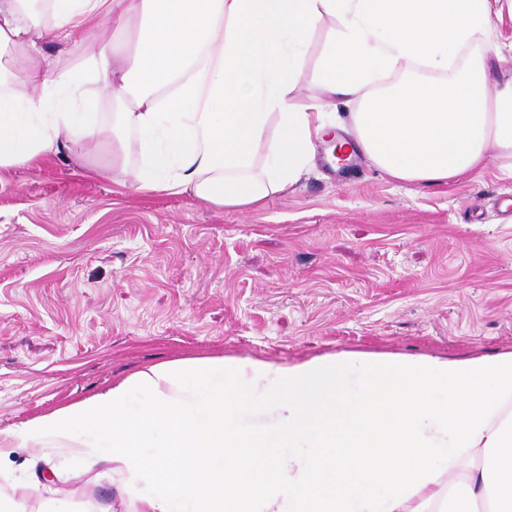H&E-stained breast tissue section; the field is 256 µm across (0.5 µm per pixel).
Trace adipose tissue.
Returning a JSON list of instances; mask_svg holds the SVG:
<instances>
[{
  "mask_svg": "<svg viewBox=\"0 0 512 512\" xmlns=\"http://www.w3.org/2000/svg\"><path fill=\"white\" fill-rule=\"evenodd\" d=\"M25 2L0 0V171L89 140L136 189L258 209L311 167L331 97L356 104L355 148L392 179L445 183L492 152L512 178L490 0H46L38 30ZM95 20L114 38L77 66L34 61L37 38ZM327 20L326 96L295 106ZM102 90L126 101L108 124ZM60 440L118 464L144 512H512V348L179 359L0 430L35 456Z\"/></svg>",
  "mask_w": 512,
  "mask_h": 512,
  "instance_id": "adipose-tissue-1",
  "label": "adipose tissue"
}]
</instances>
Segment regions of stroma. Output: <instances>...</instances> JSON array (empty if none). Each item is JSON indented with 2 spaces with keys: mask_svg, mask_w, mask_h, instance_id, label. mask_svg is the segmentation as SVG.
Masks as SVG:
<instances>
[{
  "mask_svg": "<svg viewBox=\"0 0 512 512\" xmlns=\"http://www.w3.org/2000/svg\"><path fill=\"white\" fill-rule=\"evenodd\" d=\"M315 32L294 105L321 97ZM102 27L43 55L80 61ZM491 77L512 78V0L491 34ZM264 207L205 205L106 177L81 141L0 179V429L88 398L153 364L225 356L290 364L343 352L466 356L512 347V179L501 161L444 184L393 180L364 157L321 159ZM139 512L62 455L0 460L11 512Z\"/></svg>",
  "mask_w": 512,
  "mask_h": 512,
  "instance_id": "1",
  "label": "stroma"
}]
</instances>
